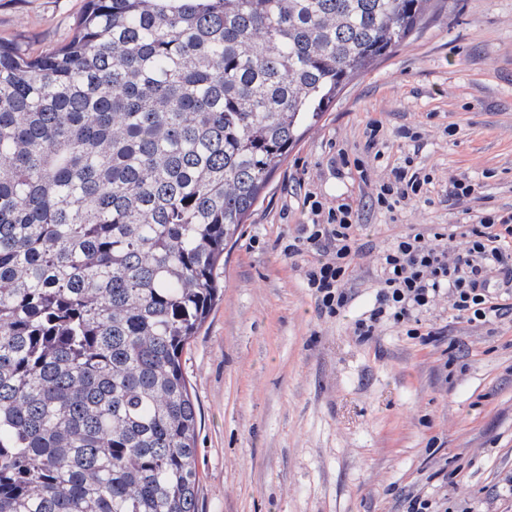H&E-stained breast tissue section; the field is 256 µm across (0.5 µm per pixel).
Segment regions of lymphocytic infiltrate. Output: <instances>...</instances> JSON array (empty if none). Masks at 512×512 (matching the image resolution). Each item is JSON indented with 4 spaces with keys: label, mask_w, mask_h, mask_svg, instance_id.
Instances as JSON below:
<instances>
[{
    "label": "lymphocytic infiltrate",
    "mask_w": 512,
    "mask_h": 512,
    "mask_svg": "<svg viewBox=\"0 0 512 512\" xmlns=\"http://www.w3.org/2000/svg\"><path fill=\"white\" fill-rule=\"evenodd\" d=\"M412 163L407 157L393 169L391 180L373 195V207L392 212L418 197L429 178L413 170ZM302 207L311 222L283 253L304 257L306 283L320 308L341 314L350 301L347 284L360 252L359 209L346 201L326 209L308 194ZM458 237L466 241L464 253L442 248V241ZM379 265L375 307L368 318L355 321V336L369 338L386 319L404 326L407 335L421 337L419 313L443 297L467 322H494L512 312V211L488 213L474 224L439 227L429 237L416 230L398 235Z\"/></svg>",
    "instance_id": "lymphocytic-infiltrate-1"
}]
</instances>
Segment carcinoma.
Segmentation results:
<instances>
[{"label": "carcinoma", "mask_w": 512, "mask_h": 512, "mask_svg": "<svg viewBox=\"0 0 512 512\" xmlns=\"http://www.w3.org/2000/svg\"><path fill=\"white\" fill-rule=\"evenodd\" d=\"M429 0H85L0 39V512H198L182 356L303 133ZM84 0H0V36L33 53L70 40Z\"/></svg>", "instance_id": "cac0c4a2"}]
</instances>
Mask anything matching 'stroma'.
I'll return each mask as SVG.
<instances>
[{
	"mask_svg": "<svg viewBox=\"0 0 512 512\" xmlns=\"http://www.w3.org/2000/svg\"><path fill=\"white\" fill-rule=\"evenodd\" d=\"M83 5L0 0V36L34 53L60 46ZM406 155L430 174L427 193L370 208ZM461 176L481 189L457 202ZM306 190L362 210L341 316L318 306L301 257L283 254ZM492 208L512 210V0H430L419 33L306 132L224 252V295L185 363L201 408L198 512H408L415 495L441 512H512V317L474 326L443 300L421 317L427 342L388 323L365 340L352 330L397 235Z\"/></svg>",
	"mask_w": 512,
	"mask_h": 512,
	"instance_id": "35a3bbf8",
	"label": "stroma"
}]
</instances>
